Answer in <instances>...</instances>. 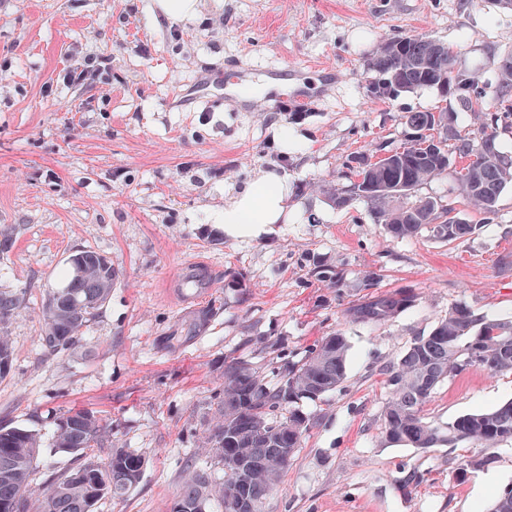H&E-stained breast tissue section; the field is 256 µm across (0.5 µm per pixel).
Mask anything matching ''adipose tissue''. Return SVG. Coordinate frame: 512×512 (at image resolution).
Masks as SVG:
<instances>
[{
    "label": "adipose tissue",
    "mask_w": 512,
    "mask_h": 512,
    "mask_svg": "<svg viewBox=\"0 0 512 512\" xmlns=\"http://www.w3.org/2000/svg\"><path fill=\"white\" fill-rule=\"evenodd\" d=\"M298 212L286 170L271 164L257 168L248 184L225 196L223 210L213 218L222 225L225 238L262 240L276 225L291 223Z\"/></svg>",
    "instance_id": "ef3b65f1"
}]
</instances>
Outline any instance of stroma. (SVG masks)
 I'll list each match as a JSON object with an SVG mask.
<instances>
[{
    "mask_svg": "<svg viewBox=\"0 0 512 512\" xmlns=\"http://www.w3.org/2000/svg\"><path fill=\"white\" fill-rule=\"evenodd\" d=\"M151 0H0V286L24 289L9 328L12 373L0 380V426L50 433L60 412L82 409L111 422L119 446L146 460L139 485L97 512H169L188 466L224 478L205 452L224 391V366L248 363L273 381V358L301 360L343 332L347 376L305 409L314 418L264 512H486L512 485V442L417 449L384 443V370L449 309L512 320V184L493 223L460 195L458 159L420 188L451 205L475 234L452 243L397 239L366 202L336 208L326 190L349 158L405 141L410 112L456 108L422 88L371 100L366 61L388 40L425 35L456 48L494 91L512 53V11L499 0H202L199 13L166 23ZM102 74L70 83L87 59ZM303 68L263 96L273 68ZM250 73L246 85L233 81ZM218 77L213 99L185 101L196 75ZM300 149L281 160L280 131ZM284 162L296 223L269 239L229 240L212 222L225 194L255 168ZM77 250L106 256L120 277L87 333L85 354H48L42 305ZM199 291L184 288V269ZM342 275V287L323 273ZM406 289L414 307L380 324L348 321L369 295ZM196 336L176 334L199 312ZM512 401V372L472 367L440 385L429 421ZM421 474L403 490V471ZM499 476L486 486L488 471Z\"/></svg>",
    "mask_w": 512,
    "mask_h": 512,
    "instance_id": "obj_1",
    "label": "stroma"
}]
</instances>
